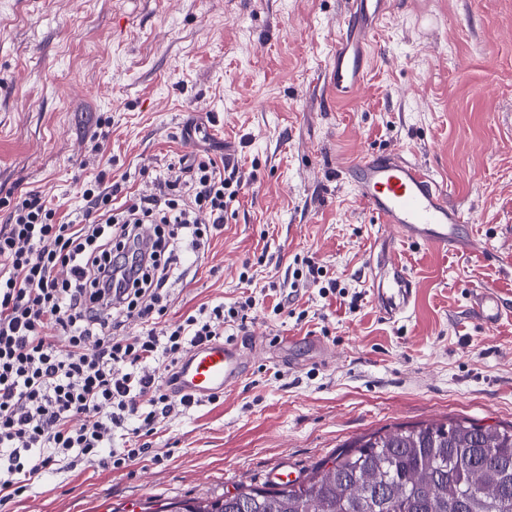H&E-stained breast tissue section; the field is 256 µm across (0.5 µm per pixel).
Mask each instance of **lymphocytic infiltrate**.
<instances>
[{"label": "lymphocytic infiltrate", "instance_id": "lymphocytic-infiltrate-1", "mask_svg": "<svg viewBox=\"0 0 512 512\" xmlns=\"http://www.w3.org/2000/svg\"><path fill=\"white\" fill-rule=\"evenodd\" d=\"M239 187L200 160L159 178L151 195L122 199L119 185L88 181L63 221L34 190L9 209L0 225V507L56 466L118 469L146 456L144 438L161 419L198 405L170 390L176 367L192 347L223 340L225 323L246 321L255 301L204 304L172 322L171 286L223 229ZM128 430L141 444L113 447Z\"/></svg>", "mask_w": 512, "mask_h": 512}]
</instances>
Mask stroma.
Instances as JSON below:
<instances>
[{"label":"stroma","mask_w":512,"mask_h":512,"mask_svg":"<svg viewBox=\"0 0 512 512\" xmlns=\"http://www.w3.org/2000/svg\"><path fill=\"white\" fill-rule=\"evenodd\" d=\"M345 9L0 0V220L28 190L64 214L87 180L148 195L156 174L208 155L241 189L167 317L250 295L246 328L267 344L219 401L158 424L162 462L64 467L8 512H157L311 468L383 428L512 424V0H396L364 85L338 99L326 70ZM368 149L428 166L481 241L469 254L405 246L418 293L394 322L369 292L377 224L335 171ZM306 259L336 293L295 278ZM482 287L509 308L493 328L471 312Z\"/></svg>","instance_id":"obj_1"}]
</instances>
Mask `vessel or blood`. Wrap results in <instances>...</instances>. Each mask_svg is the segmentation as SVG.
<instances>
[{
    "mask_svg": "<svg viewBox=\"0 0 512 512\" xmlns=\"http://www.w3.org/2000/svg\"><path fill=\"white\" fill-rule=\"evenodd\" d=\"M394 8L395 0H348L328 67V83L337 95L350 96L361 87L377 31ZM336 172L353 183L379 226L369 252L370 294L385 318L403 315L417 296V284L399 258L405 244L462 253L477 250L475 237L461 231L464 218L449 204L447 185L422 163L395 152L368 150L352 163L337 164ZM471 310L488 327L498 325L505 313L498 290L490 287L475 290ZM247 365L239 342L197 346L180 362L174 388L200 398L219 395L238 382Z\"/></svg>",
    "mask_w": 512,
    "mask_h": 512,
    "instance_id": "obj_1",
    "label": "vessel or blood"
}]
</instances>
